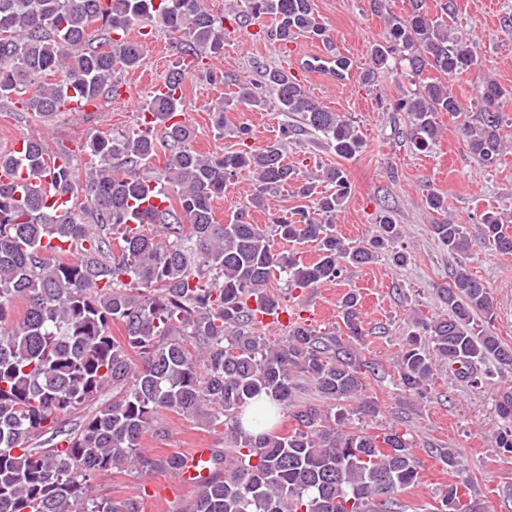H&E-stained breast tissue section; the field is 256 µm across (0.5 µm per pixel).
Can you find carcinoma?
<instances>
[{"label": "carcinoma", "mask_w": 512, "mask_h": 512, "mask_svg": "<svg viewBox=\"0 0 512 512\" xmlns=\"http://www.w3.org/2000/svg\"><path fill=\"white\" fill-rule=\"evenodd\" d=\"M409 4L407 16H388L362 83L396 61L415 86L393 104L406 114V140L430 150L445 112L471 158L498 166L507 150L496 107L500 87L488 84L478 112L464 111L448 79L478 64L476 44L448 25L453 3L434 15L426 0ZM232 8L228 21L239 26L272 17L274 39L283 45L326 33L314 0H233ZM146 21L174 35L179 54L164 78L169 92L145 105L150 120L121 135L89 136L79 146L83 169L73 150H54L41 138L26 140L21 155L0 151L1 168L24 167L38 179L0 182V512H140L132 496H96L94 480L159 465L178 474L183 456L158 463L141 448L149 430L161 431L158 419L167 411L224 426L232 447L214 451L212 474L198 484L190 512H400L399 496L419 479L412 443L394 430L369 435L344 425L348 402L355 416L376 412L364 395L375 363L349 344L363 335L359 295L350 290L341 300L345 340L314 329L299 313L285 345L271 347L256 334L264 317L284 311L282 297L268 291L277 276L302 292L385 254L397 265L407 262L395 249L402 230L388 209L369 239L338 235L334 219L352 192L344 168L325 170L321 178L331 190L320 191L317 179L286 159L288 140L305 132L322 135L350 160L364 145L359 127L315 101L287 71L266 69L257 79H234L236 102L253 110L273 101L299 123L284 122L279 139L259 149L246 144L251 130L241 125L235 135L243 149L197 152L194 128L169 120L192 70L187 59L224 54L225 20L206 0H0V102L18 99L50 119L68 105L71 90L98 102L116 99L117 76L138 68L147 52L126 35ZM160 155L164 176L146 174ZM242 173L252 178L253 193L222 224L214 204ZM290 186L297 198L312 199L313 209L285 212L270 229L252 223L253 210L268 209ZM57 192L71 196L62 220L46 204ZM147 195L165 207L136 209ZM507 229L493 210L474 232L446 220L429 225L433 239L460 260L448 285L437 289L443 313L413 321L393 363L398 386L420 396L446 369L476 388L493 376L488 364L512 369V345L490 329L492 289L466 264L474 240L512 253ZM277 237L314 243L317 259L276 249ZM67 242L81 247V256L61 260L59 244ZM205 269L221 281L203 283ZM114 324L124 327L120 340ZM300 377L321 402L293 412L297 427L282 433L280 416ZM109 390L111 398L99 403ZM254 403L265 420L257 433L242 424ZM208 404L220 412L204 414ZM89 406L63 429L64 417ZM494 411L495 443L511 458V391L495 398ZM435 453L448 468V484L434 512H486L472 480L457 474L456 451Z\"/></svg>", "instance_id": "obj_1"}]
</instances>
